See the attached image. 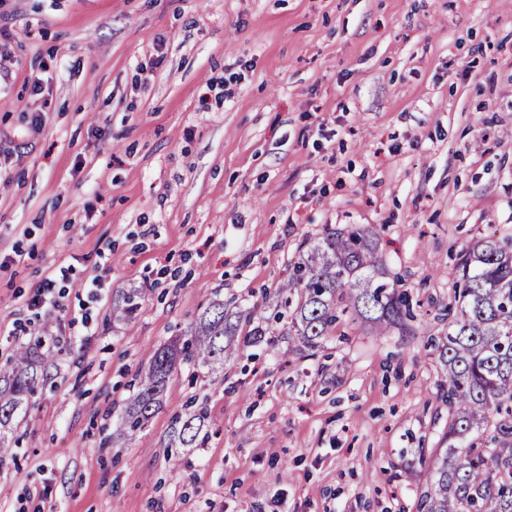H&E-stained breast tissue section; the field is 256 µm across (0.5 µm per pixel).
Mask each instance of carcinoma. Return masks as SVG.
<instances>
[{
	"label": "carcinoma",
	"mask_w": 512,
	"mask_h": 512,
	"mask_svg": "<svg viewBox=\"0 0 512 512\" xmlns=\"http://www.w3.org/2000/svg\"><path fill=\"white\" fill-rule=\"evenodd\" d=\"M372 228L351 225L314 242L279 286L292 310L299 346L313 351L336 323L338 311L353 310L379 332L405 325L406 294L385 279ZM463 286L455 297L459 316L449 323L436 350L447 379V446L439 449L421 484V512H512V248L479 240L466 249ZM237 323L213 302L187 330L188 339L156 349L147 376L124 412L134 434L155 412L178 357L198 367L224 362ZM43 370L27 349L0 366V456L10 453L5 434L28 404ZM198 417H176L172 444L193 445ZM490 439L480 442L484 433Z\"/></svg>",
	"instance_id": "cac0c4a2"
}]
</instances>
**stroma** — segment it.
Here are the masks:
<instances>
[{
  "label": "stroma",
  "instance_id": "1",
  "mask_svg": "<svg viewBox=\"0 0 512 512\" xmlns=\"http://www.w3.org/2000/svg\"><path fill=\"white\" fill-rule=\"evenodd\" d=\"M349 224L405 329L350 311L311 354L287 320L256 344L240 322L127 435L150 352L216 299L272 316ZM488 235L512 240V0H0V363L57 341L0 512H417L448 428L430 340ZM64 269L59 309H31ZM196 420L199 421L198 425L195 424ZM200 423V417H197L196 415L189 416L184 419L182 416H177L172 434L171 447L173 448V445H180L175 446V448L189 447L193 445L197 441L200 433Z\"/></svg>",
  "mask_w": 512,
  "mask_h": 512
}]
</instances>
